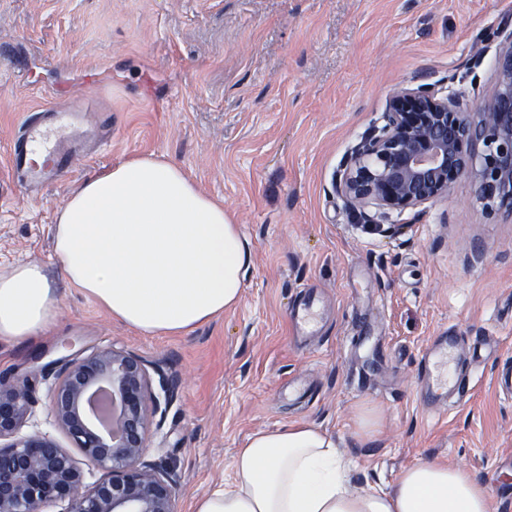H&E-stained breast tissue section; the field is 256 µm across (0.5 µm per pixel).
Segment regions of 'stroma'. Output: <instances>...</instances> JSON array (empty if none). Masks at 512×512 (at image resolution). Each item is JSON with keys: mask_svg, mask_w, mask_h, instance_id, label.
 Wrapping results in <instances>:
<instances>
[{"mask_svg": "<svg viewBox=\"0 0 512 512\" xmlns=\"http://www.w3.org/2000/svg\"><path fill=\"white\" fill-rule=\"evenodd\" d=\"M512 0H0V273L44 267L60 298L53 332L0 346V374L60 357L66 342L134 352L179 374L149 460L177 475V512L231 475L238 448L291 423L323 431L352 460L350 484L392 490L422 462L462 468L512 512V398L478 366L467 402L431 413L416 398L420 359L455 328L512 360V222L487 219L461 177L400 231L351 211L333 183L383 123L389 95L436 83L477 105L494 80L488 36ZM106 104L112 140L31 196L7 149L52 89ZM155 153L222 200L253 249L239 303L185 336L138 333L73 288L55 260L54 216L91 174ZM318 289L326 337L307 348L289 313ZM381 337L379 360L359 327ZM53 376H38L25 432L53 426ZM372 410L365 435L359 416Z\"/></svg>", "mask_w": 512, "mask_h": 512, "instance_id": "1", "label": "stroma"}]
</instances>
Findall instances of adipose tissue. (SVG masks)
<instances>
[{"mask_svg": "<svg viewBox=\"0 0 512 512\" xmlns=\"http://www.w3.org/2000/svg\"><path fill=\"white\" fill-rule=\"evenodd\" d=\"M54 234L65 279L144 334L184 335L235 307L252 267L223 202L153 153L87 179L56 211ZM58 305L41 266L1 273L0 344L53 330ZM488 496L475 475L434 463L407 469L389 492L351 489L334 443L292 424L253 434L193 512H487Z\"/></svg>", "mask_w": 512, "mask_h": 512, "instance_id": "ef3b65f1", "label": "adipose tissue"}]
</instances>
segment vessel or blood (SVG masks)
<instances>
[{"mask_svg": "<svg viewBox=\"0 0 512 512\" xmlns=\"http://www.w3.org/2000/svg\"><path fill=\"white\" fill-rule=\"evenodd\" d=\"M85 109L75 97L32 113L9 146L8 162L17 186L36 193L58 183L78 160L91 156L112 137V127L103 124L86 129ZM319 297L305 289L290 311V322L300 340L321 332L317 319ZM464 339L456 331L435 337L420 361V399L436 412L464 400L472 388V371L482 359L477 351L461 355Z\"/></svg>", "mask_w": 512, "mask_h": 512, "instance_id": "b4317fda", "label": "vessel or blood"}]
</instances>
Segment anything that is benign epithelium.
<instances>
[{
  "mask_svg": "<svg viewBox=\"0 0 512 512\" xmlns=\"http://www.w3.org/2000/svg\"><path fill=\"white\" fill-rule=\"evenodd\" d=\"M496 77L472 108L439 84L398 87L384 124L351 151L334 189L346 204L381 217L425 207L462 176L490 219H512V29L496 32ZM55 371L53 423L69 439L21 433L31 376ZM110 395L112 417L98 395ZM163 415L145 360L113 346L61 357L40 370L0 376V512H176V478L145 460L149 426ZM98 473L86 481L83 467Z\"/></svg>",
  "mask_w": 512,
  "mask_h": 512,
  "instance_id": "1",
  "label": "benign epithelium"
}]
</instances>
